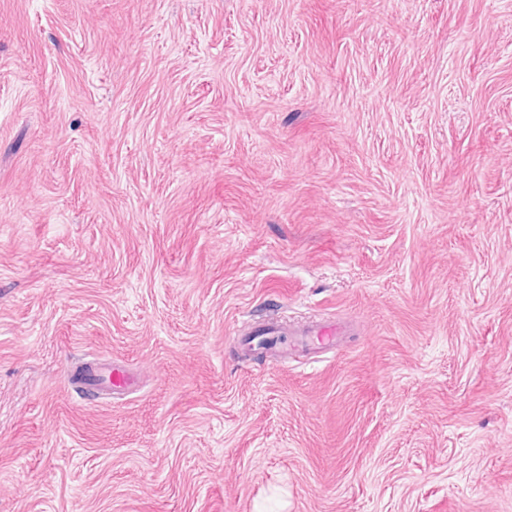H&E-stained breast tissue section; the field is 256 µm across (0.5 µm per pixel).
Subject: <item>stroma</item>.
Returning <instances> with one entry per match:
<instances>
[{
	"label": "stroma",
	"instance_id": "stroma-1",
	"mask_svg": "<svg viewBox=\"0 0 512 512\" xmlns=\"http://www.w3.org/2000/svg\"><path fill=\"white\" fill-rule=\"evenodd\" d=\"M0 512H512V0H0ZM276 318L258 324L253 336L278 345L285 353L297 348L303 351L324 352L336 345V336H341L342 327L334 322L311 321L302 326H293L276 313ZM96 376L98 378L96 386L98 397L112 393L113 397L116 398L117 394L130 390L135 380L134 376L116 365H101L100 368H97Z\"/></svg>",
	"mask_w": 512,
	"mask_h": 512
}]
</instances>
